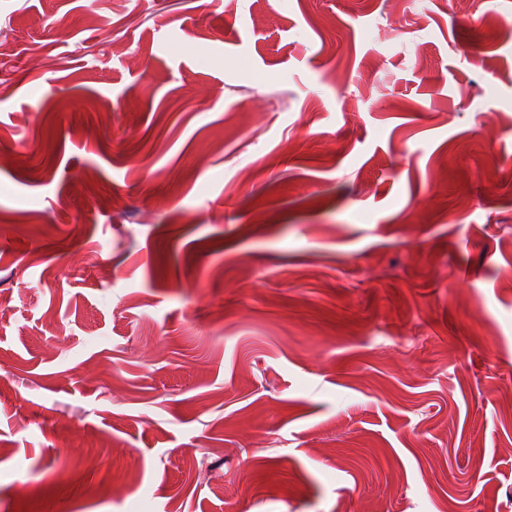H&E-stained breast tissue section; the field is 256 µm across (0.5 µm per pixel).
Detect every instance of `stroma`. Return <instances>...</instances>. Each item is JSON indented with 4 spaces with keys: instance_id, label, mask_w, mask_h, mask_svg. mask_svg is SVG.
I'll use <instances>...</instances> for the list:
<instances>
[{
    "instance_id": "35a3bbf8",
    "label": "stroma",
    "mask_w": 512,
    "mask_h": 512,
    "mask_svg": "<svg viewBox=\"0 0 512 512\" xmlns=\"http://www.w3.org/2000/svg\"><path fill=\"white\" fill-rule=\"evenodd\" d=\"M512 0H0V512L512 508Z\"/></svg>"
}]
</instances>
